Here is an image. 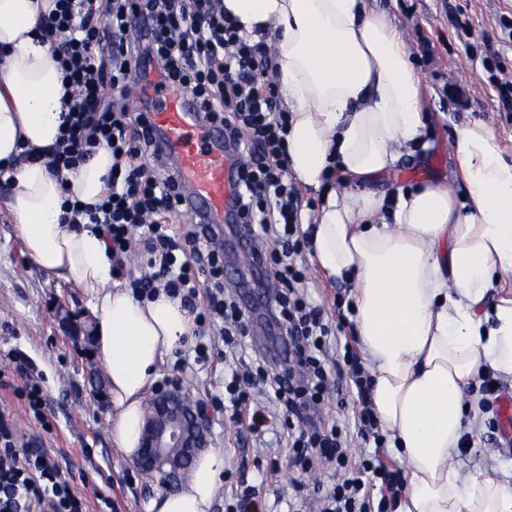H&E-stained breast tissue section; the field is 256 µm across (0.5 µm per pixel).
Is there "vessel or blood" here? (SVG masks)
Segmentation results:
<instances>
[{"instance_id": "1", "label": "vessel or blood", "mask_w": 512, "mask_h": 512, "mask_svg": "<svg viewBox=\"0 0 512 512\" xmlns=\"http://www.w3.org/2000/svg\"><path fill=\"white\" fill-rule=\"evenodd\" d=\"M158 93L162 102L150 118L163 152L177 163L186 190L181 209L218 228L234 223L238 162L225 152L221 132L202 120L185 90L164 84Z\"/></svg>"}]
</instances>
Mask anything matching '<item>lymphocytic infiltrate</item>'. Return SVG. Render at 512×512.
<instances>
[{
  "label": "lymphocytic infiltrate",
  "instance_id": "f902f5d3",
  "mask_svg": "<svg viewBox=\"0 0 512 512\" xmlns=\"http://www.w3.org/2000/svg\"><path fill=\"white\" fill-rule=\"evenodd\" d=\"M41 32L55 48L65 84L75 89L51 168L58 174L76 169L102 147L112 153L101 201H64L69 223L97 226L112 252L114 274L128 275L136 297L163 294L180 301L197 332L218 328L225 346L238 349L246 345L250 315L225 295L220 233L194 218L185 233L171 232L183 187L158 151L148 112L132 113L122 104L131 76L154 66L165 83L189 89L205 121L223 126L225 148L243 161L235 183L242 239L253 246L274 243L261 251L260 262L272 275L266 305L285 347L279 372H269L261 358L232 371L224 386L226 407L240 426L258 433L266 417L251 390L272 393L284 409L301 468L320 460L346 470L324 492L332 512H388L402 478L380 453L384 436L373 414L371 379L350 350L343 353L344 372L332 370L338 343L324 307L306 292L310 242L299 230L298 187L288 177L285 150L288 113L270 78L265 41L240 36L217 0H57ZM0 386L11 387L28 413L43 419L40 380L16 355L0 368ZM331 394L340 400L356 395L361 406L356 436L367 453L360 468L349 465L346 431L316 413ZM18 441L14 420L0 413V512H89L54 460ZM367 473L378 480V493L367 487Z\"/></svg>",
  "mask_w": 512,
  "mask_h": 512
}]
</instances>
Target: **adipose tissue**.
<instances>
[{
    "instance_id": "adipose-tissue-1",
    "label": "adipose tissue",
    "mask_w": 512,
    "mask_h": 512,
    "mask_svg": "<svg viewBox=\"0 0 512 512\" xmlns=\"http://www.w3.org/2000/svg\"><path fill=\"white\" fill-rule=\"evenodd\" d=\"M250 41L274 38L275 76L288 110V173L318 191L313 255L326 278H354L357 332L373 381V410L407 466L396 512H512V484L488 467L452 466L476 431L466 394L484 368L512 380V158L481 122H453L459 185L429 182L391 195L338 191L341 170L364 181L394 170L426 127L422 83L403 36L375 0H220ZM55 0H0V172L8 208L40 269L90 296L97 352L109 383L112 438L137 454L144 399L190 336L179 301H140L112 284V253L90 226L62 220L66 199L99 203L112 154L66 176L53 150L71 94L41 20ZM39 153L20 160L22 147ZM223 458L201 455L175 492L147 512H211Z\"/></svg>"
}]
</instances>
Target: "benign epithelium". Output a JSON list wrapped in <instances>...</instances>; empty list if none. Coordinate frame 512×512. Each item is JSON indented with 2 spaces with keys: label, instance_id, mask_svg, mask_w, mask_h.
Listing matches in <instances>:
<instances>
[{
  "label": "benign epithelium",
  "instance_id": "benign-epithelium-1",
  "mask_svg": "<svg viewBox=\"0 0 512 512\" xmlns=\"http://www.w3.org/2000/svg\"><path fill=\"white\" fill-rule=\"evenodd\" d=\"M211 425L205 405L192 402L177 386L158 388L147 408L135 466L164 484L180 482L188 461L204 449Z\"/></svg>",
  "mask_w": 512,
  "mask_h": 512
}]
</instances>
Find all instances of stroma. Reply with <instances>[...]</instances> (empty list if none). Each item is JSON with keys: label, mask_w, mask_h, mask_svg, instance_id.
I'll return each mask as SVG.
<instances>
[{"label": "stroma", "mask_w": 512, "mask_h": 512, "mask_svg": "<svg viewBox=\"0 0 512 512\" xmlns=\"http://www.w3.org/2000/svg\"><path fill=\"white\" fill-rule=\"evenodd\" d=\"M376 4L402 31L425 85L422 108L428 116V146L405 159L394 173L366 182V190L387 193L397 186L412 188L453 177L457 162L450 150L452 134L439 117L449 106L461 120L487 124L512 154V109L500 100L499 71L486 70L481 63L485 49L491 48L501 69L512 72V32L502 25L512 19V0H376ZM10 194V189L0 188V352L17 353L41 374L45 415L52 428L43 430L8 388H0V411L10 413L18 433L34 440L58 464L89 507H97L96 497L102 494L110 498L112 512H144L159 485L143 477L112 441L106 372L94 339L83 332L84 324L93 319L88 298L32 262L7 207ZM231 269L237 294L250 310L252 351L278 365L280 329L268 314L262 292L255 288L249 269L237 263ZM349 292L347 283L312 272L309 295L326 311H341L338 338L355 345L359 339ZM208 341L214 349L209 360L195 361V343L190 340L160 376L161 382L179 384L193 400L207 406L223 397L226 369L244 363L243 356L225 347L220 336H209ZM253 398L268 414L262 437L241 433L228 413L213 415L208 447L222 452L225 464L212 512H235L237 495L245 485L259 488L258 512H288L286 501L294 496L300 512H319L309 492L311 478L294 465L281 407L258 389ZM455 462L464 469L487 464L496 478L512 482V451L493 448L486 439L471 441L468 454Z\"/></svg>", "instance_id": "1"}]
</instances>
